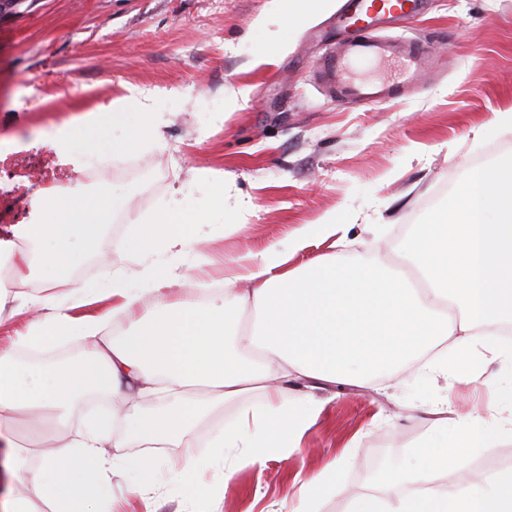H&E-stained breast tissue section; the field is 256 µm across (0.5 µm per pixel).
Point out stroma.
<instances>
[{
	"mask_svg": "<svg viewBox=\"0 0 512 512\" xmlns=\"http://www.w3.org/2000/svg\"><path fill=\"white\" fill-rule=\"evenodd\" d=\"M269 0H36L0 22V134L43 136V112H94L128 88H178L167 100L162 148L116 158L119 176L87 185L111 211L112 234L130 237L134 218L177 217L193 236L203 224L220 273L246 252L284 246L289 232L329 213L351 227L340 262L380 254L403 267L412 225L452 209L474 165L512 158V0H423L400 34L445 59L442 72L393 101L339 105L319 77L339 21L328 8L307 24L257 26ZM270 65H254L258 54ZM248 101L230 105V90ZM146 121L129 105L120 123L75 133L81 156L111 146ZM480 136H473V129ZM223 204H214L215 196ZM250 200V210L238 206ZM481 383L430 375L420 362L353 386L294 385L322 410L290 456L274 454L222 482V465L202 479L217 499L195 498L194 483L162 490L157 512H280L295 478L344 458V494L321 512H346L347 498L379 490L376 470L406 466L414 450L452 446L460 410L497 405L500 436L485 448L512 467V405L501 391L512 364L491 357Z\"/></svg>",
	"mask_w": 512,
	"mask_h": 512,
	"instance_id": "35a3bbf8",
	"label": "stroma"
}]
</instances>
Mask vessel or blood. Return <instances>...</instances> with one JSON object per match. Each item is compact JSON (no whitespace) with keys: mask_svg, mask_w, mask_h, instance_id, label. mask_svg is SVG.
<instances>
[{"mask_svg":"<svg viewBox=\"0 0 512 512\" xmlns=\"http://www.w3.org/2000/svg\"><path fill=\"white\" fill-rule=\"evenodd\" d=\"M418 0L408 6L375 8L372 0H348L342 14L347 37L336 51L324 57L321 70L336 91L341 103L393 99L414 90L421 79L437 68L438 62L419 43L406 39H390L380 31L388 23L412 17L418 11ZM394 62L399 67L397 83L380 79L356 80L349 76L357 62Z\"/></svg>","mask_w":512,"mask_h":512,"instance_id":"1","label":"vessel or blood"}]
</instances>
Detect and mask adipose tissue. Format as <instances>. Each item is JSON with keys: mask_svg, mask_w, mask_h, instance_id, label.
I'll list each match as a JSON object with an SVG mask.
<instances>
[{"mask_svg": "<svg viewBox=\"0 0 512 512\" xmlns=\"http://www.w3.org/2000/svg\"><path fill=\"white\" fill-rule=\"evenodd\" d=\"M326 3L270 0L257 23L299 24ZM162 95L133 88L107 104L116 121L131 101L151 113L149 124L113 141V156L142 145L161 147L167 120L156 103ZM75 124L65 120L54 133L58 163L74 175L69 193L56 189L36 199L38 223L0 226V264H8L14 281L10 288L0 284V323L35 311L11 346L0 347V473L25 489L0 496V512H103L96 490L119 471L134 472V492L153 497L202 470L192 453L194 429L228 403L239 404L240 419L214 430L209 441L211 460L223 463L225 478L270 454L291 453L319 413L310 396H289L294 378L354 384L429 353L430 371L475 381L485 356L512 361V345L500 342L512 334V161L470 172L449 216L415 225L406 258L418 281L377 255L339 264L334 250L345 245L350 227L332 215L295 228L287 247L237 257L216 279L206 263L189 272L175 265L188 241L169 216L136 223L131 243L95 232L108 220L105 208H98L96 223L84 220L73 206L84 196L81 163L71 146ZM76 235L98 260L106 287L22 299L17 284L45 260L67 266ZM322 243L330 244L329 252L293 265L294 256ZM132 247L160 250L171 260L140 271L114 267L113 255ZM197 288L208 289V298L185 302ZM146 294L152 297L149 315L141 308ZM245 314L253 326H242ZM117 320L127 328L115 339L109 329ZM70 336L82 341L83 350L58 368H28L17 359L18 348ZM444 343L449 353L440 352ZM255 390L264 393L263 404H244ZM93 392L109 393L112 407L72 434V421ZM154 394L165 398V407L143 411L139 400ZM33 410L42 412L43 422L37 441L29 443L19 423ZM460 420L463 431L452 448L416 451L407 466L386 477L381 493L350 498L347 512H512L511 468L462 485L443 482L448 469L498 437L494 408ZM130 438L147 449L171 445L182 454L161 462L117 456ZM339 468L330 463L301 481L286 512H320L323 492L344 494Z\"/></svg>", "mask_w": 512, "mask_h": 512, "instance_id": "obj_1", "label": "adipose tissue"}]
</instances>
